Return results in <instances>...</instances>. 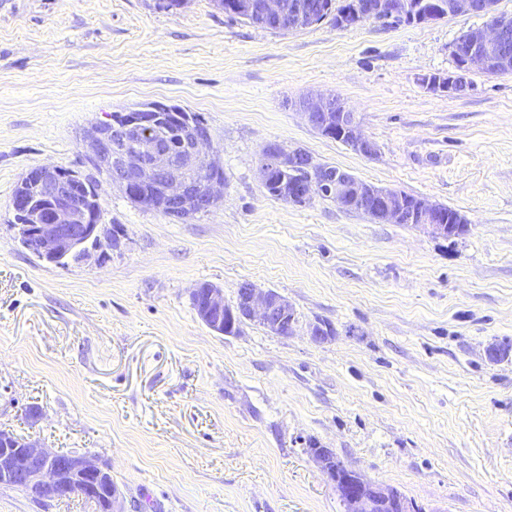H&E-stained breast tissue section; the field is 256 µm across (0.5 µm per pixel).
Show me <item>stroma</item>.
<instances>
[{
	"mask_svg": "<svg viewBox=\"0 0 512 512\" xmlns=\"http://www.w3.org/2000/svg\"><path fill=\"white\" fill-rule=\"evenodd\" d=\"M481 16L332 19L279 33L213 0H0V428L105 463L128 512H344L311 443L426 512H512V75L463 97L421 79L456 66ZM332 94L366 157L295 103ZM178 105L207 125L224 197L186 221L101 186L117 247L55 264L25 250L11 198L33 167L94 175L84 131ZM457 210L456 238L270 197V144ZM292 304L293 335L209 329L191 303L240 283ZM329 326L322 341L311 326ZM38 408L31 418L30 408ZM0 512H95L0 485Z\"/></svg>",
	"mask_w": 512,
	"mask_h": 512,
	"instance_id": "35a3bbf8",
	"label": "stroma"
}]
</instances>
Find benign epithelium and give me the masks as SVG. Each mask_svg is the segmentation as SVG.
Instances as JSON below:
<instances>
[{
	"label": "benign epithelium",
	"mask_w": 512,
	"mask_h": 512,
	"mask_svg": "<svg viewBox=\"0 0 512 512\" xmlns=\"http://www.w3.org/2000/svg\"><path fill=\"white\" fill-rule=\"evenodd\" d=\"M493 0H440L434 7H419L411 0H357L351 12L339 19L348 27L365 20L431 22L446 16L482 13L486 23L470 31L454 46L459 64L444 75H430L422 82L433 92L463 96L473 89L471 75L488 72L509 60L505 47L512 40V18L493 10ZM224 13L257 21L260 26H286L291 31L320 23L310 0H226ZM302 115L318 133L336 138L366 157L377 153V145L366 137L356 116L341 99L310 95L299 101ZM173 124L180 131L176 151L159 148L148 130ZM86 158L112 175V185L132 200L149 186L154 204L170 214L187 217L199 206L208 210L223 198L224 170L213 157L209 128L192 120L187 112L164 105L145 107L128 116L120 114L99 121L84 137ZM209 162L208 177L196 185L182 176L185 166ZM288 166L305 177L288 183V203L304 206L316 197L332 194L341 207L362 213L381 224H411L436 236L450 235L451 224H465L463 217L448 220L439 204L425 198L409 206L403 193L365 182L351 173L316 161L300 148L267 147L259 158L262 184L274 171ZM13 195L11 207L17 218V234L23 246L38 258L52 262L74 251L97 231L94 210L79 201L74 175L59 165H39L29 170ZM191 298L201 321L216 333L236 334L245 321L270 333L288 337L297 324L291 303L272 289L245 282L237 289L233 305L224 303V289L196 287ZM309 455L336 489L344 512H426L397 488L367 480L330 448L314 445ZM110 469L87 455L59 460L58 454L36 441L16 444L0 429V482L23 483L40 499H57L71 489L80 490L90 501H103L104 512H125L118 487L110 482Z\"/></svg>",
	"instance_id": "7a95c632"
}]
</instances>
